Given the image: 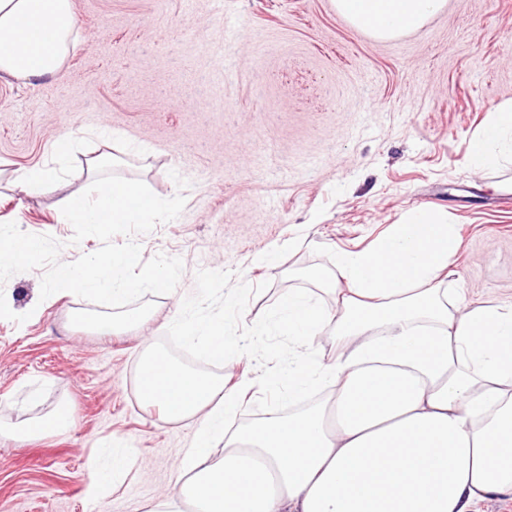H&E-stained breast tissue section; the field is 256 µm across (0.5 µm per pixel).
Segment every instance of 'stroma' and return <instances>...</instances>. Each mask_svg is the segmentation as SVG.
<instances>
[{
    "label": "stroma",
    "instance_id": "1",
    "mask_svg": "<svg viewBox=\"0 0 512 512\" xmlns=\"http://www.w3.org/2000/svg\"><path fill=\"white\" fill-rule=\"evenodd\" d=\"M76 41L58 72L0 75V223L72 244L61 208L92 181L100 153L157 196L184 193L175 220L137 235L143 259H182L177 288L136 327L104 336L73 326L93 310L73 294L40 299L44 268L0 286L24 323L0 319V512H148L177 477L198 422L168 420L138 393L150 351L205 365L234 384L261 366L332 363L330 333L312 342L272 328L214 361L174 323L203 312L227 338L267 321L291 290L323 304L344 287L336 256L370 248L412 211L447 216L460 241L448 285L467 302L512 306V166L475 169L471 141L512 103V0H445L423 27L380 41L332 0H72ZM72 149L55 153L59 139ZM61 168L40 197L13 183ZM187 180L178 189L170 178ZM274 263H265L267 254ZM243 287L235 310L227 290ZM59 408V433L21 440L20 421ZM128 448L126 473L102 475L105 448ZM104 491L89 497V485Z\"/></svg>",
    "mask_w": 512,
    "mask_h": 512
}]
</instances>
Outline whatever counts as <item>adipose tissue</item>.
<instances>
[{
    "mask_svg": "<svg viewBox=\"0 0 512 512\" xmlns=\"http://www.w3.org/2000/svg\"><path fill=\"white\" fill-rule=\"evenodd\" d=\"M376 37L422 26L445 0H333ZM76 29L72 0H0V73L54 75ZM512 154V105L494 109L472 141L475 167ZM458 248L451 224L418 210L366 251L340 253L348 291L335 308L284 295L269 324L307 338L332 330L333 363L288 367L268 381L285 407L326 388L327 402L230 430L253 387H233L153 354L141 397L167 418L199 422L179 481L154 512H472L512 495V308L464 305L443 282ZM181 335L224 355V326L203 314ZM223 440L224 454L211 445Z\"/></svg>",
    "mask_w": 512,
    "mask_h": 512,
    "instance_id": "adipose-tissue-1",
    "label": "adipose tissue"
}]
</instances>
